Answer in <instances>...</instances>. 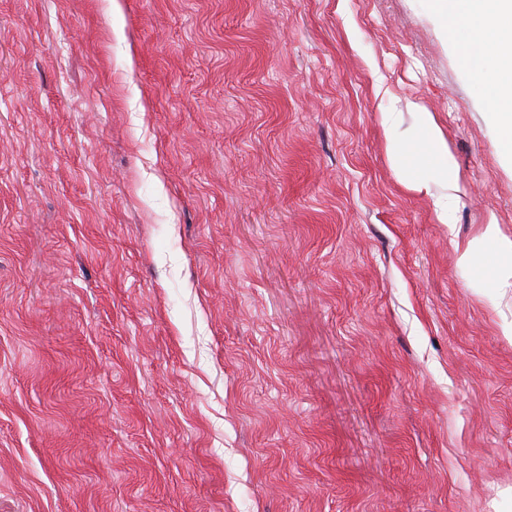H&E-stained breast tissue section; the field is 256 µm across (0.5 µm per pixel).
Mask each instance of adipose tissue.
Wrapping results in <instances>:
<instances>
[{"instance_id":"adipose-tissue-1","label":"adipose tissue","mask_w":512,"mask_h":512,"mask_svg":"<svg viewBox=\"0 0 512 512\" xmlns=\"http://www.w3.org/2000/svg\"><path fill=\"white\" fill-rule=\"evenodd\" d=\"M425 7L440 28H451L454 42L463 47L460 66L489 111L497 152L512 164V107L503 105L506 90H512V60L501 51V33L512 26V0H493L489 8L482 0H426ZM412 120L413 129L406 132L382 113L387 156L406 188L437 201L436 217L444 224L448 211L440 201L460 190L457 163L433 113L418 107ZM454 248L462 265L481 271L497 298L512 290V238L502 233L496 218H488L477 238Z\"/></svg>"}]
</instances>
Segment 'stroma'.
<instances>
[{"instance_id":"1","label":"stroma","mask_w":512,"mask_h":512,"mask_svg":"<svg viewBox=\"0 0 512 512\" xmlns=\"http://www.w3.org/2000/svg\"><path fill=\"white\" fill-rule=\"evenodd\" d=\"M0 0V512H512V172L421 0ZM433 112L439 223L380 115ZM452 245L459 253V262L480 270L489 288L495 289L498 301L504 300L512 290V238L502 233L496 218L489 217L474 240H453Z\"/></svg>"}]
</instances>
